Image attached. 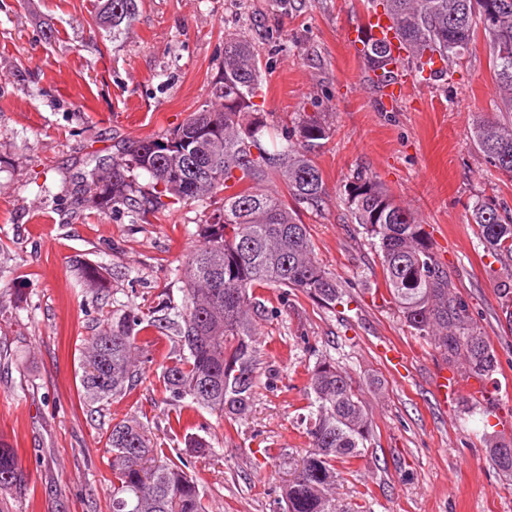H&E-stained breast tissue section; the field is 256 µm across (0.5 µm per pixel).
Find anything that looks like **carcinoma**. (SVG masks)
I'll list each match as a JSON object with an SVG mask.
<instances>
[{
	"instance_id": "cac0c4a2",
	"label": "carcinoma",
	"mask_w": 512,
	"mask_h": 512,
	"mask_svg": "<svg viewBox=\"0 0 512 512\" xmlns=\"http://www.w3.org/2000/svg\"><path fill=\"white\" fill-rule=\"evenodd\" d=\"M395 22L408 52L403 66L423 73V58L439 53L463 59L483 24L493 63L501 112H512V0H369ZM139 0H102L97 24L112 38L132 29ZM393 61L388 45L373 41L364 57L367 71ZM261 82L254 47L244 38L224 40V61L212 84L215 107L193 113L168 134L137 140L112 164L91 173L87 189L136 214L163 212L223 195L196 235L204 245L186 256L179 275L185 305L174 317L145 318L130 309L87 339L80 385L93 402L126 395L142 381L138 343L149 330L172 326L181 352L162 367L167 400L189 403L233 422L244 415L259 382L260 350L253 327L273 314L256 290L274 288L288 302L300 291L323 307L347 304L335 275L316 260L304 213L327 205L322 170L315 157L331 129L316 115L292 121L284 142L268 148L269 124L253 102ZM475 147L498 170L512 174V122L478 115ZM150 179L151 191L138 193L133 173ZM281 181L285 191L268 185ZM344 202L377 248L389 300L404 324L426 336L448 363L465 362L468 372L493 378L499 363L488 337L475 325L468 304L436 261L424 225L373 176L358 172L344 185ZM470 223L493 257L512 256V212L493 198L477 201ZM306 421L309 450L281 488L282 512H336V461L362 458L374 430L360 390L326 358L309 374ZM111 458L112 512H206L197 480L186 462L167 455L135 418L112 423L106 431ZM512 441L493 440L490 460L512 478V455L501 452ZM0 490H26L17 450L0 440Z\"/></svg>"
}]
</instances>
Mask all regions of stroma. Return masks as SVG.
Here are the masks:
<instances>
[{"label":"stroma","instance_id":"stroma-1","mask_svg":"<svg viewBox=\"0 0 512 512\" xmlns=\"http://www.w3.org/2000/svg\"><path fill=\"white\" fill-rule=\"evenodd\" d=\"M98 8L99 0H0V436L14 443L27 479L24 493L0 492V512H112L105 435L125 417L186 461L209 512H281L280 487L308 449L298 415L309 372L324 358L360 386L375 438L362 459L337 462V512H512V479L486 448L512 419V392L477 406L440 402L434 377L445 361L376 295L379 259L343 196L347 177L366 171L425 225L490 339L497 380H512V329L497 294L512 259L487 254L468 222L482 198L512 207V176L470 137L476 113H498L485 37L450 63L449 78H412L390 103L343 39L363 23L366 0H141L131 33L117 40L95 26ZM228 35L259 55L257 102L268 119L315 112L332 129L316 157L328 203L303 221L317 260L353 301L327 309L297 291L282 305L276 290H259L275 312L256 321L255 338L279 380L258 385L236 424L168 404L157 376L179 347L170 329L142 344L141 384L107 403L86 401V339L125 309H182L177 269L201 244L197 224L223 200L142 219L91 201L83 178L126 142L165 136L205 108ZM81 261L101 268L103 288L82 287ZM387 346L400 351V368L387 364ZM175 415L180 423L169 425ZM194 439L209 449L191 447ZM267 448L285 449L287 463L264 458Z\"/></svg>","mask_w":512,"mask_h":512}]
</instances>
